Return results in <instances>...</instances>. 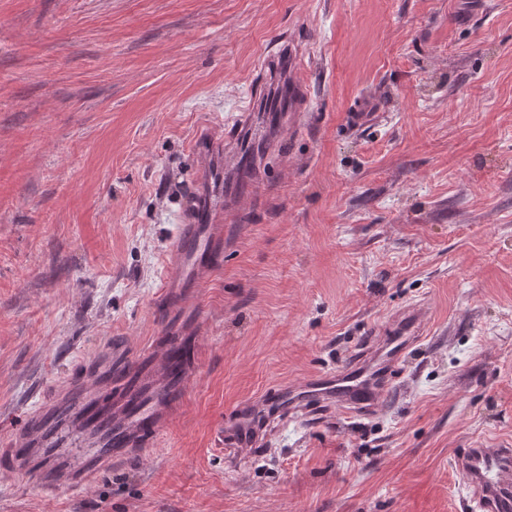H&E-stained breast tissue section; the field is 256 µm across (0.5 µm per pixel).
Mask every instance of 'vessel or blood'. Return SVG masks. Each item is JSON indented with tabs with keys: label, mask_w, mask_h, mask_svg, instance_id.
I'll list each match as a JSON object with an SVG mask.
<instances>
[{
	"label": "vessel or blood",
	"mask_w": 512,
	"mask_h": 512,
	"mask_svg": "<svg viewBox=\"0 0 512 512\" xmlns=\"http://www.w3.org/2000/svg\"><path fill=\"white\" fill-rule=\"evenodd\" d=\"M307 99L306 88L293 78L279 81L275 94L251 95L245 112L225 128V145L250 140L259 116L269 124L296 128ZM198 178L208 190L179 216V237L161 289L162 297L187 313L180 330L189 337L200 319L194 298L202 280L224 263V227L212 221L224 203L223 164L200 168ZM424 326V313L416 307L396 319L391 338L382 347L383 376H390L420 340ZM190 376L189 367L176 366L166 344L104 366L93 382L77 380L52 403L22 412L9 432L8 448L0 450V461L11 469L30 471L47 490L62 483L79 487L93 482L114 461L154 445L183 402ZM378 391L372 372L351 367L265 399L268 423H260L251 406L241 407L221 423L217 441L232 457L264 446L271 422L308 414L311 402L339 407L350 417L364 413ZM454 465L479 512H512V448H466L455 454Z\"/></svg>",
	"instance_id": "obj_1"
}]
</instances>
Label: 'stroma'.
Here are the masks:
<instances>
[{"label": "stroma", "instance_id": "stroma-1", "mask_svg": "<svg viewBox=\"0 0 512 512\" xmlns=\"http://www.w3.org/2000/svg\"><path fill=\"white\" fill-rule=\"evenodd\" d=\"M293 44L300 130L219 215L187 397L82 488L0 468V512H469L463 448H512V0H0V421L164 342L192 141ZM368 416L218 425L338 370L409 307ZM424 326V312L416 307L406 311L395 320L394 327L390 330V336L393 337L381 347L383 357L377 369L382 370V378L390 376L391 371L404 358L410 346L421 339Z\"/></svg>", "mask_w": 512, "mask_h": 512}]
</instances>
